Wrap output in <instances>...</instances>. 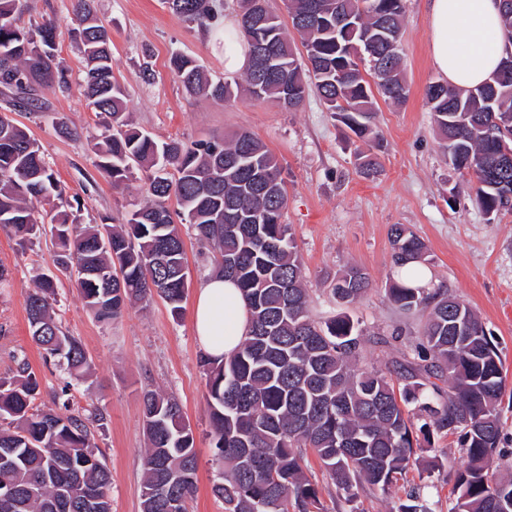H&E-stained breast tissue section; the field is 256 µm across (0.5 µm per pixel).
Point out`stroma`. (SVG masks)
Segmentation results:
<instances>
[{
    "instance_id": "obj_1",
    "label": "stroma",
    "mask_w": 512,
    "mask_h": 512,
    "mask_svg": "<svg viewBox=\"0 0 512 512\" xmlns=\"http://www.w3.org/2000/svg\"><path fill=\"white\" fill-rule=\"evenodd\" d=\"M73 0H24L22 26L48 20L58 24V54L69 69L73 91L48 94L47 112H18L14 118L39 144L58 179L70 211L80 223L118 225L145 201V173L132 168L113 188L96 166L91 140L101 119L77 91L85 61L71 32ZM98 16L112 40L113 73L128 94L135 127L162 141L224 140L247 131L259 137L283 167L288 189L285 221L301 258L311 309L321 319L335 316L328 279L347 264L370 274L372 286L350 309L366 338L362 363L388 369L419 336L423 319L396 310L385 285L396 277L391 261V225L410 227L427 244L429 290L444 289L475 309L494 334L512 390V214L488 219L465 177L443 153L424 100L429 83L440 81L428 53L429 0H405L403 60L409 95L405 103H380L378 180L359 176L356 155L370 143L351 142L316 94L287 112L270 101L241 99L224 106L197 99L169 70L172 55L192 57L214 79L224 78L223 24L201 27L174 14L165 0H96ZM152 78H145V71ZM65 117L73 137L56 133L50 113ZM189 288L180 315L161 299L128 306L109 324L96 320L73 282L57 269L51 234L19 245L0 229V265L10 278L0 284V377L29 363L41 384V401L54 407L67 394L73 407L96 409L105 425L95 442L112 473V512H140L146 446L141 398L153 389L175 396L194 431L197 491L189 512H224L211 486L218 475L209 431L206 376L192 319L199 285L214 271V251L183 225ZM54 277L53 307L62 327L82 342L91 371L72 379L44 358L31 340L26 301L40 274ZM462 458L458 438L435 436L416 465L387 491L360 488L345 502L319 462L311 472L327 512H396L415 490L433 512H451L456 503L454 471Z\"/></svg>"
}]
</instances>
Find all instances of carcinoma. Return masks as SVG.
Returning <instances> with one entry per match:
<instances>
[{"instance_id": "cac0c4a2", "label": "carcinoma", "mask_w": 512, "mask_h": 512, "mask_svg": "<svg viewBox=\"0 0 512 512\" xmlns=\"http://www.w3.org/2000/svg\"><path fill=\"white\" fill-rule=\"evenodd\" d=\"M189 22L219 17L214 0H168ZM94 0H75L73 31L84 47L87 73L81 94L102 116L94 143L99 171L119 187L133 166L148 172L147 202L121 225H82L57 209L63 190L38 144L10 117L42 112L46 94L70 92L68 70L56 48L57 23L24 29L16 25L21 0H0V227L20 245L39 235L45 206L59 248L58 265H81L91 273L75 279L85 305L102 322L118 318L134 302L160 297L181 314L189 285L178 273L185 265L179 223L219 252L216 271L234 280L250 312V326L230 358L207 356L210 433L216 461L213 482L224 512H327L320 490L306 474L308 454L329 480L354 501V489L387 490L418 461L420 441L458 434L463 463L454 474L453 512H512V479L490 475L501 441L497 412L505 392L498 347L479 316L456 298L392 282L389 300L407 314L425 317L410 357L397 363L405 381L395 389L379 370L357 366L363 334L346 312L371 287L355 265L330 281L343 308L320 321L312 313L291 225L283 221L288 193L277 157L258 138L241 133L229 141L159 142L131 127L126 90L114 77L110 37L97 18ZM237 0V17L247 44L264 42L271 66L257 75L213 81L196 61L175 54L172 73L187 92L217 104L245 95L297 110L310 91L360 140L378 138L377 98L400 104L408 94L401 58L404 0H285L297 48L279 14L264 0L253 11ZM340 16L350 18L336 27ZM505 53L512 52V0L501 13ZM436 133L448 163L469 177L475 201L489 219L512 213V71L498 69L470 89L439 82L425 90ZM500 122L496 137L485 127ZM361 176L374 180L380 166L357 154ZM178 209L171 210L169 201ZM396 266L427 261L428 248L409 228L390 231ZM54 281L43 274L26 303L30 336L48 358L80 378L92 367L81 341L56 321ZM448 383L443 394L439 383ZM40 382L29 364L0 377V512H112V474L94 443L90 424L100 412L67 416L36 405ZM148 446L141 512H170L171 498L187 505L197 481L192 427L179 401L155 390L143 392ZM397 512H432L412 491Z\"/></svg>"}]
</instances>
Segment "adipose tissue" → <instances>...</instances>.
Instances as JSON below:
<instances>
[{
    "mask_svg": "<svg viewBox=\"0 0 512 512\" xmlns=\"http://www.w3.org/2000/svg\"><path fill=\"white\" fill-rule=\"evenodd\" d=\"M429 52L449 84L468 89L498 69L504 55L499 0H431ZM250 314L231 280L211 275L196 293L194 329L204 354L231 356L243 341Z\"/></svg>",
    "mask_w": 512,
    "mask_h": 512,
    "instance_id": "ef3b65f1",
    "label": "adipose tissue"
}]
</instances>
